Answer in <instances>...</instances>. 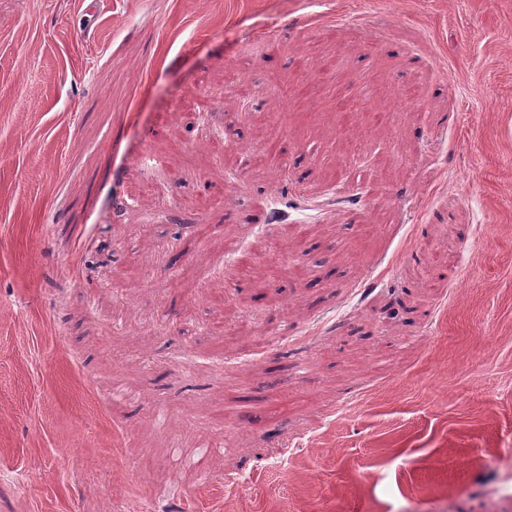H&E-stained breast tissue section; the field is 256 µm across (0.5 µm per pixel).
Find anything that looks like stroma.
<instances>
[{"mask_svg": "<svg viewBox=\"0 0 512 512\" xmlns=\"http://www.w3.org/2000/svg\"><path fill=\"white\" fill-rule=\"evenodd\" d=\"M89 3L0 0V512H512V0Z\"/></svg>", "mask_w": 512, "mask_h": 512, "instance_id": "obj_1", "label": "stroma"}]
</instances>
